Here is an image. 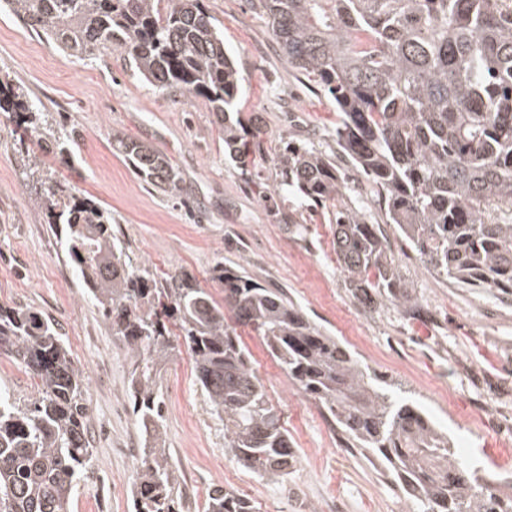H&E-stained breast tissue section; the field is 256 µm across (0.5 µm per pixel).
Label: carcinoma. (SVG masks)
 I'll use <instances>...</instances> for the list:
<instances>
[{"mask_svg":"<svg viewBox=\"0 0 512 512\" xmlns=\"http://www.w3.org/2000/svg\"><path fill=\"white\" fill-rule=\"evenodd\" d=\"M164 8H159L161 2ZM266 16L283 56L336 104V145L376 190L428 270L448 282L512 295V0H249ZM9 12L69 54L119 50L161 90L205 99L232 161L246 167L253 140L229 113L241 95L224 36L202 0H4ZM0 111H32L23 86L0 84ZM154 188L183 191L155 147L113 136ZM272 200L334 201L345 185L336 164L288 143L276 158ZM40 202L61 225L77 277L131 358L132 412L140 435L131 489L134 512H182L179 473L166 448L161 368L182 338L224 448L259 477L283 482L295 455L236 330L261 337L289 381L327 412L350 448L377 459L420 512H512V491L492 492L471 460L451 448L418 407L393 395L375 371L310 322L281 290L241 266H224V303L195 278L163 280L112 233V216L50 178ZM336 263L355 293L400 292L381 225L361 206L336 208ZM0 352L39 380L20 407L0 391V512H69L77 480L93 463L86 378L56 324L0 304ZM206 512H253L221 485Z\"/></svg>","mask_w":512,"mask_h":512,"instance_id":"obj_1","label":"carcinoma"}]
</instances>
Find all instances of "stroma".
Listing matches in <instances>:
<instances>
[{
  "label": "stroma",
  "instance_id": "stroma-1",
  "mask_svg": "<svg viewBox=\"0 0 512 512\" xmlns=\"http://www.w3.org/2000/svg\"><path fill=\"white\" fill-rule=\"evenodd\" d=\"M237 61L243 93L237 110L262 130L255 166L243 171L224 154L204 99L153 87L120 52L78 58L62 52L0 11V82L24 85L40 108L39 128L22 136L0 112V303L47 315L63 328L76 365L89 380L86 398L94 468L76 486L70 512H132L133 462L117 454L135 442L129 407L130 356L87 297L50 217L36 195L29 157L40 173L66 182L112 215L132 256L157 273L183 270L216 300L215 268L242 263L261 285L285 289L316 324L357 353L407 400L446 429L455 450L483 472L512 475V296L497 299L429 272L385 214L366 201L370 223L383 225L405 286L418 308L386 297H355L336 263L333 204L302 209L294 225L275 220L261 197L277 180L275 159L288 140L336 158L349 183L361 175L336 153V107L325 91L292 68L266 18L248 0H203ZM76 134L74 159L53 151L56 130ZM140 139L177 166L187 192L146 183L112 147L113 133ZM254 367L292 441L296 464L284 483L246 470L224 450V423L210 413L194 358L175 340L161 372L167 445L183 476L184 512H204L212 485L248 497L254 512H417L359 449L347 447L331 418L305 399L268 355L260 336L242 329ZM38 381L0 356V387L12 401L35 396Z\"/></svg>",
  "mask_w": 512,
  "mask_h": 512
}]
</instances>
